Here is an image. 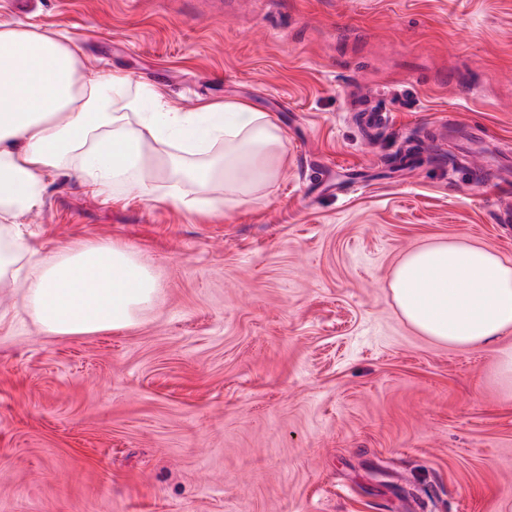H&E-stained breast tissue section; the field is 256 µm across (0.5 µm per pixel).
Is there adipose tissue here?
<instances>
[{
    "label": "adipose tissue",
    "mask_w": 512,
    "mask_h": 512,
    "mask_svg": "<svg viewBox=\"0 0 512 512\" xmlns=\"http://www.w3.org/2000/svg\"><path fill=\"white\" fill-rule=\"evenodd\" d=\"M83 55L71 40L0 23V287L22 289L34 319L54 336L128 327L157 288L148 268L109 242L48 257L35 277L20 276L28 245L11 225L39 201L49 173L69 161L100 189L133 181L150 200L155 169L178 175L179 155L206 157L220 146L222 166L192 174L198 197L168 196L187 212L212 215L275 181L285 155L269 113L233 102L178 112L160 88L127 74L88 84ZM173 143L178 153L168 152ZM215 181L223 198L210 195ZM388 287L403 319L438 344H491L512 333V262L464 237L409 251Z\"/></svg>",
    "instance_id": "obj_1"
}]
</instances>
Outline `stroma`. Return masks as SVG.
<instances>
[{"mask_svg":"<svg viewBox=\"0 0 512 512\" xmlns=\"http://www.w3.org/2000/svg\"><path fill=\"white\" fill-rule=\"evenodd\" d=\"M79 42L83 77L160 83L182 112H268L287 162L221 217L155 177L72 171L19 215L33 259L109 241L157 279L131 326L48 334L0 291V512H512V387L497 348L433 343L398 314L409 250L467 236L512 261V0H0ZM391 123L367 140L352 87ZM481 130L498 181L449 137Z\"/></svg>","mask_w":512,"mask_h":512,"instance_id":"35a3bbf8","label":"stroma"}]
</instances>
